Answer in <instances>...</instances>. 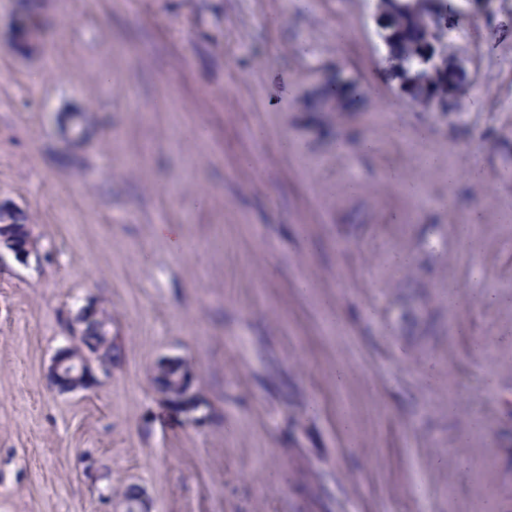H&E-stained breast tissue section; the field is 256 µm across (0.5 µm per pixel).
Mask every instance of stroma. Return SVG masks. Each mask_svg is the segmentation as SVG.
<instances>
[{
    "label": "stroma",
    "mask_w": 512,
    "mask_h": 512,
    "mask_svg": "<svg viewBox=\"0 0 512 512\" xmlns=\"http://www.w3.org/2000/svg\"><path fill=\"white\" fill-rule=\"evenodd\" d=\"M20 2L0 206L36 250L0 243V512H121L131 485L150 512H512V0L460 4L445 113L403 105L373 0H39L29 56ZM336 69L371 96L311 111ZM92 304L122 358L57 392ZM164 357L195 369L197 420L159 392ZM38 16L33 13H24L21 14V17L19 21H21L17 28V35H18V42L17 47L20 49L22 53H27L30 46L32 44V39L34 37V34L36 31H38V22L37 20ZM30 27H32L34 30V34L31 33ZM156 235L168 242L171 249L180 254L186 242L185 232L179 224H158L155 227Z\"/></svg>",
    "instance_id": "stroma-1"
}]
</instances>
